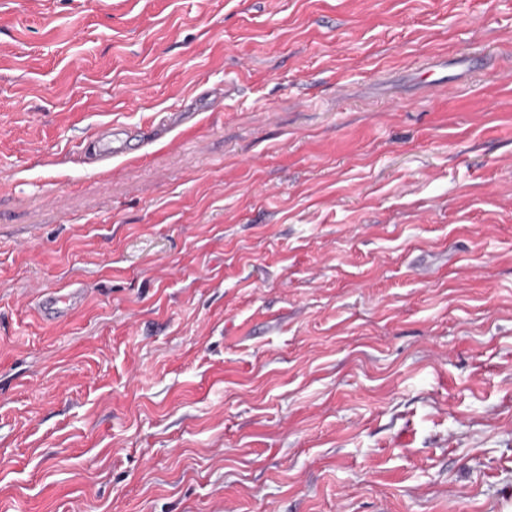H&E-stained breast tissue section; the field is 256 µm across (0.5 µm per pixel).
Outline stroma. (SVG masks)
Segmentation results:
<instances>
[{"instance_id":"stroma-1","label":"stroma","mask_w":512,"mask_h":512,"mask_svg":"<svg viewBox=\"0 0 512 512\" xmlns=\"http://www.w3.org/2000/svg\"><path fill=\"white\" fill-rule=\"evenodd\" d=\"M0 512H512V0H0ZM136 137V130L109 122L94 129L87 149L92 146L98 162H109L113 157L133 150L131 142ZM73 285H69L71 288ZM81 297L80 288H71L65 293L51 290L41 296L40 305L43 314L50 319L62 317L69 307L75 305ZM62 304L63 306H60Z\"/></svg>"}]
</instances>
